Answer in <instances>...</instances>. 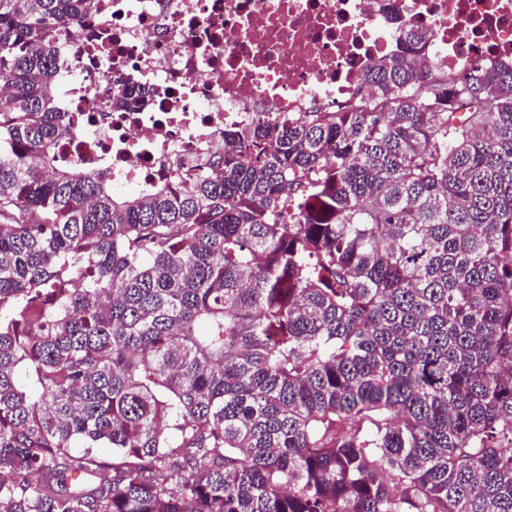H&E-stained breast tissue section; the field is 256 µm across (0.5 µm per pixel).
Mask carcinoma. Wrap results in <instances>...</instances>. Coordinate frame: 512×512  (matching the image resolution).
<instances>
[{"instance_id":"carcinoma-1","label":"carcinoma","mask_w":512,"mask_h":512,"mask_svg":"<svg viewBox=\"0 0 512 512\" xmlns=\"http://www.w3.org/2000/svg\"><path fill=\"white\" fill-rule=\"evenodd\" d=\"M95 7L0 0V512H512V62L408 31L374 100L124 195L54 154Z\"/></svg>"}]
</instances>
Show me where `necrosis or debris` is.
<instances>
[{
    "mask_svg": "<svg viewBox=\"0 0 512 512\" xmlns=\"http://www.w3.org/2000/svg\"><path fill=\"white\" fill-rule=\"evenodd\" d=\"M406 28L428 31L417 60L430 68L512 61V0H98L58 40L53 92L77 135L56 154L150 191L235 149L225 129L371 97L365 69ZM118 85L151 108L110 111Z\"/></svg>",
    "mask_w": 512,
    "mask_h": 512,
    "instance_id": "4bbe7bcc",
    "label": "necrosis or debris"
}]
</instances>
